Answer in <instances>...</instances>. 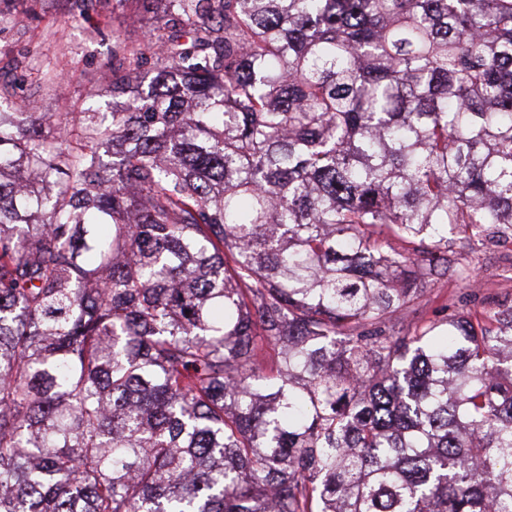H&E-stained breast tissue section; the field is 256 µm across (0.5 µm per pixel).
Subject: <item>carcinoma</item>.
<instances>
[{
  "instance_id": "obj_1",
  "label": "carcinoma",
  "mask_w": 512,
  "mask_h": 512,
  "mask_svg": "<svg viewBox=\"0 0 512 512\" xmlns=\"http://www.w3.org/2000/svg\"><path fill=\"white\" fill-rule=\"evenodd\" d=\"M142 2L0 112V512H512V305L411 319L512 236V0Z\"/></svg>"
}]
</instances>
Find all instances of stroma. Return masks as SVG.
Returning <instances> with one entry per match:
<instances>
[{"mask_svg": "<svg viewBox=\"0 0 512 512\" xmlns=\"http://www.w3.org/2000/svg\"><path fill=\"white\" fill-rule=\"evenodd\" d=\"M9 16L0 24V80L17 99L36 100L41 112H84L111 101L108 67L112 33L121 31L128 46L142 42L149 16L137 0L118 6L115 0H0ZM451 249L471 272V284L449 278L429 286L432 319L439 307L449 313L479 305L475 289H490L496 304L512 305V261L499 243L469 242L454 235Z\"/></svg>", "mask_w": 512, "mask_h": 512, "instance_id": "stroma-1", "label": "stroma"}]
</instances>
